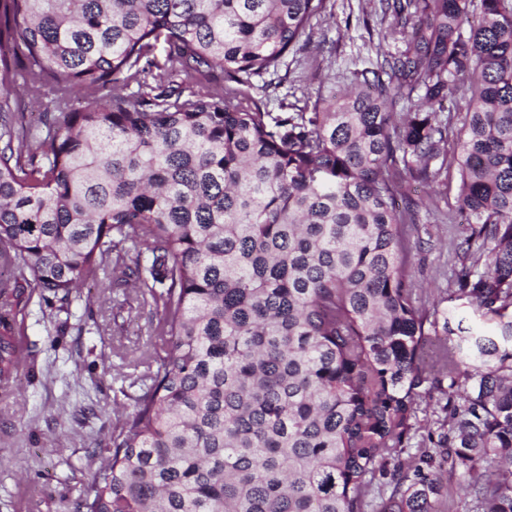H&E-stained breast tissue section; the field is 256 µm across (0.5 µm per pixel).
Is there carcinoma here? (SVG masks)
Here are the masks:
<instances>
[{"label":"carcinoma","mask_w":512,"mask_h":512,"mask_svg":"<svg viewBox=\"0 0 512 512\" xmlns=\"http://www.w3.org/2000/svg\"><path fill=\"white\" fill-rule=\"evenodd\" d=\"M327 2L0 0V380L29 288L62 311L123 265L118 285L162 306L72 512H367L379 475L381 512H437L450 462L479 512H512V0H379V42L403 49L266 111L250 79L278 75ZM215 71L222 99L164 83ZM19 80L55 90L36 133ZM450 97L464 114L440 112ZM453 169L470 232L429 311L397 196ZM444 382L437 447L387 473Z\"/></svg>","instance_id":"1"}]
</instances>
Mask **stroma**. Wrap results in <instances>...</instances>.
<instances>
[{"mask_svg":"<svg viewBox=\"0 0 512 512\" xmlns=\"http://www.w3.org/2000/svg\"><path fill=\"white\" fill-rule=\"evenodd\" d=\"M332 15L311 23L310 45L289 61L286 82L253 97L278 112L289 93L329 95L333 78L372 67L381 29L377 0H330ZM437 204L426 191L413 196L417 221L408 225L415 288L426 303L447 297L460 262L454 246L461 225L449 223L455 208L456 175ZM129 288L109 283L82 286L68 310L49 308L40 294L17 313L13 332L21 339L20 360L0 381V512H70L98 468L118 419L131 410L123 392L143 367L134 363L159 321L153 304L135 300ZM440 390L427 394L402 452L409 461L437 433Z\"/></svg>","mask_w":512,"mask_h":512,"instance_id":"stroma-1","label":"stroma"}]
</instances>
